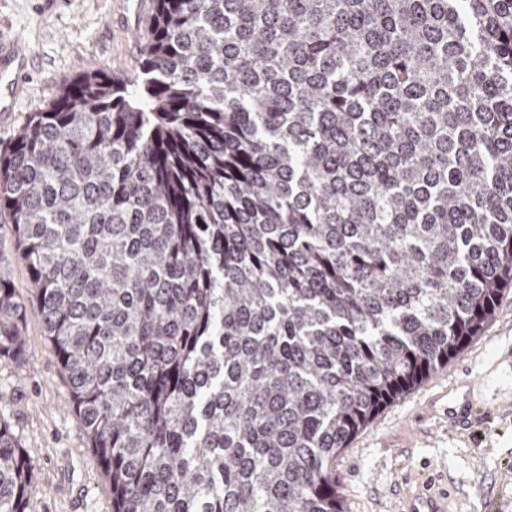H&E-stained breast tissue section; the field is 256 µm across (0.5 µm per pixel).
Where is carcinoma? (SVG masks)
Segmentation results:
<instances>
[{
    "label": "carcinoma",
    "mask_w": 512,
    "mask_h": 512,
    "mask_svg": "<svg viewBox=\"0 0 512 512\" xmlns=\"http://www.w3.org/2000/svg\"><path fill=\"white\" fill-rule=\"evenodd\" d=\"M112 512H345L336 458L512 288V0H156L0 154ZM36 463L0 418V512Z\"/></svg>",
    "instance_id": "obj_1"
}]
</instances>
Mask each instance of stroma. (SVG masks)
I'll use <instances>...</instances> for the list:
<instances>
[{
	"label": "stroma",
	"mask_w": 512,
	"mask_h": 512,
	"mask_svg": "<svg viewBox=\"0 0 512 512\" xmlns=\"http://www.w3.org/2000/svg\"><path fill=\"white\" fill-rule=\"evenodd\" d=\"M155 0H0V35L16 39L30 61L24 91L0 114V154L32 112L83 73L114 81L135 77L138 36ZM19 359L0 362V418L7 420L37 465L29 512H112L110 488L70 409L71 393L40 318L28 314ZM512 357V289L495 317L448 365L405 392L360 431L336 460V483L347 512H397L404 480L441 476L452 512H512V398L498 403L504 425L491 442L448 431V402L467 377L512 389V371L490 366Z\"/></svg>",
	"instance_id": "35a3bbf8"
}]
</instances>
